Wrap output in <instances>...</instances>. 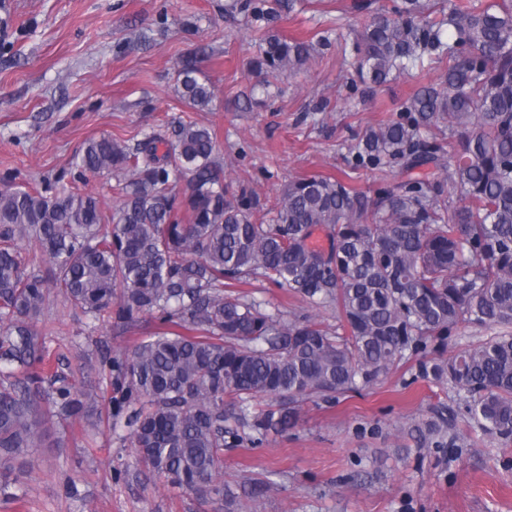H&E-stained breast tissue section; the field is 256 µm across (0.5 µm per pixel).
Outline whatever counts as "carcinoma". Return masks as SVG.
<instances>
[{"instance_id": "1", "label": "carcinoma", "mask_w": 512, "mask_h": 512, "mask_svg": "<svg viewBox=\"0 0 512 512\" xmlns=\"http://www.w3.org/2000/svg\"><path fill=\"white\" fill-rule=\"evenodd\" d=\"M372 4H354L372 13L353 43L337 44L347 82L380 86L425 56L444 71L404 103L405 117L350 148L353 169L396 164L427 170L423 179L372 199L335 177H299L266 224L258 196L226 183L216 132L183 122L169 139L84 143L81 173L121 176L110 213L92 192L0 188V363L18 367L0 369L1 484L89 404L47 363L38 324L56 294L119 326L157 322L109 361L112 427L127 428L136 463L202 504L223 507L224 449L283 435L307 399L334 402L429 350L438 357L420 361L419 376L464 392L470 427L512 440V333L444 355L461 324L512 328V0ZM310 51L268 36L253 65L284 74ZM178 94L200 111L213 101L191 56ZM318 228L326 251L311 244ZM25 241L47 268L29 264ZM252 280L334 306L336 325L233 291ZM266 395L277 401L254 409ZM454 420L444 409L408 431L421 448H446L461 440Z\"/></svg>"}]
</instances>
